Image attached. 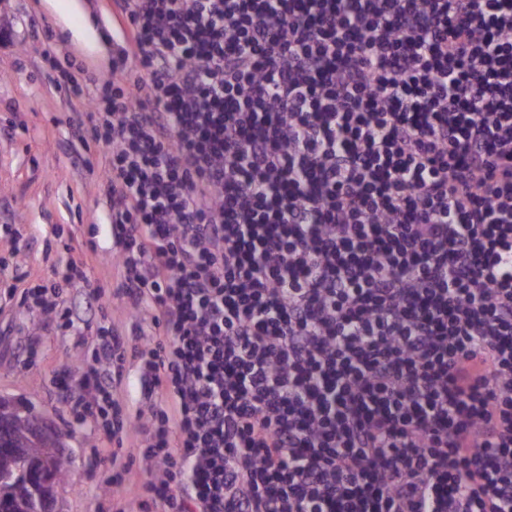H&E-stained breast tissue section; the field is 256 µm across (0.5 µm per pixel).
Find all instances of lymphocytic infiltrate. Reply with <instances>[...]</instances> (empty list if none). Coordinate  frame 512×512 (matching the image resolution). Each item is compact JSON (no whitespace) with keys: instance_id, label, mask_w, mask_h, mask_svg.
<instances>
[{"instance_id":"lymphocytic-infiltrate-1","label":"lymphocytic infiltrate","mask_w":512,"mask_h":512,"mask_svg":"<svg viewBox=\"0 0 512 512\" xmlns=\"http://www.w3.org/2000/svg\"><path fill=\"white\" fill-rule=\"evenodd\" d=\"M115 5L108 71L52 81L104 151L132 316L63 392L147 437L108 484L143 466L155 512H512V0ZM21 279L0 262L46 329L79 331L68 288L107 299L73 262ZM126 380L122 387L121 393L127 406L132 409L146 410L151 402L157 399L158 395H150L147 386L142 385L136 371V359L132 356L127 357L126 364Z\"/></svg>"}]
</instances>
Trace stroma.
<instances>
[{"label": "stroma", "instance_id": "1", "mask_svg": "<svg viewBox=\"0 0 512 512\" xmlns=\"http://www.w3.org/2000/svg\"><path fill=\"white\" fill-rule=\"evenodd\" d=\"M113 0H0V22L13 26L11 47L0 46V224H14L26 241L13 252L0 239V261L18 266L29 286L47 283L54 267L81 258L70 240L95 239V255L85 259L94 282L116 288L106 222L109 209L100 173L87 160L102 161L104 152L79 139L68 123L76 104L50 87L57 69L75 75L109 64L112 58ZM49 22L57 38L53 62L42 57L34 23ZM67 302L83 320L106 321L122 330L131 326L122 299L105 310L90 306L82 286L67 292ZM95 342L94 333L58 336L43 333L35 357L27 355V338L10 310H0V395L31 403L49 418L68 445L72 482L62 494L63 512H143L131 485L110 487L92 461L108 441L93 424L68 427L60 402L58 376L63 367L79 368Z\"/></svg>", "mask_w": 512, "mask_h": 512}]
</instances>
